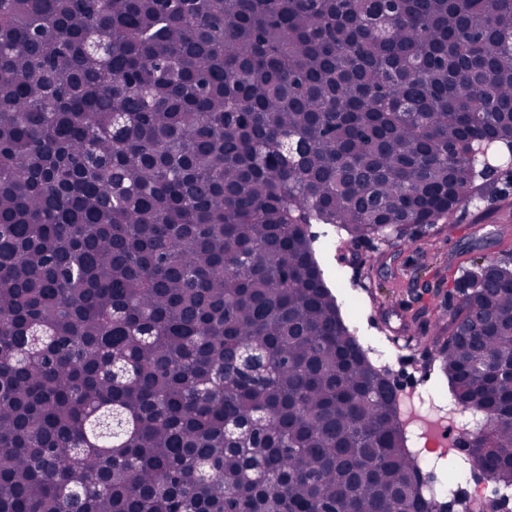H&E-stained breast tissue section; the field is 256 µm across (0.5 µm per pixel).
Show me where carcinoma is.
Instances as JSON below:
<instances>
[{
  "label": "carcinoma",
  "mask_w": 512,
  "mask_h": 512,
  "mask_svg": "<svg viewBox=\"0 0 512 512\" xmlns=\"http://www.w3.org/2000/svg\"><path fill=\"white\" fill-rule=\"evenodd\" d=\"M494 143L512 0H0V512H449L307 225L431 227ZM439 361L512 491L511 265Z\"/></svg>",
  "instance_id": "1"
}]
</instances>
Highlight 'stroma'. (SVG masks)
Masks as SVG:
<instances>
[{"instance_id":"35a3bbf8","label":"stroma","mask_w":512,"mask_h":512,"mask_svg":"<svg viewBox=\"0 0 512 512\" xmlns=\"http://www.w3.org/2000/svg\"><path fill=\"white\" fill-rule=\"evenodd\" d=\"M479 161L494 171L493 193L435 227L368 244L328 224L309 227L347 324L373 338L390 371L416 380L423 397L446 392L438 348L448 334V309L458 301L457 281L486 258L512 263V152L496 143Z\"/></svg>"}]
</instances>
